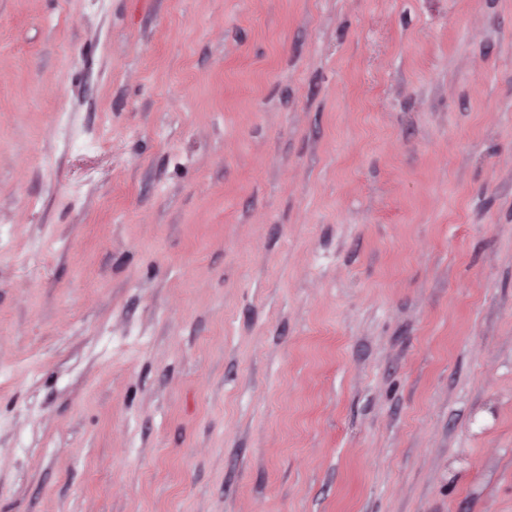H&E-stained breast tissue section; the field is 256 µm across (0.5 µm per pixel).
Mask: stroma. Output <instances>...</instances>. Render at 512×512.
I'll return each instance as SVG.
<instances>
[{
  "instance_id": "obj_1",
  "label": "stroma",
  "mask_w": 512,
  "mask_h": 512,
  "mask_svg": "<svg viewBox=\"0 0 512 512\" xmlns=\"http://www.w3.org/2000/svg\"><path fill=\"white\" fill-rule=\"evenodd\" d=\"M0 512H512V0H0Z\"/></svg>"
}]
</instances>
